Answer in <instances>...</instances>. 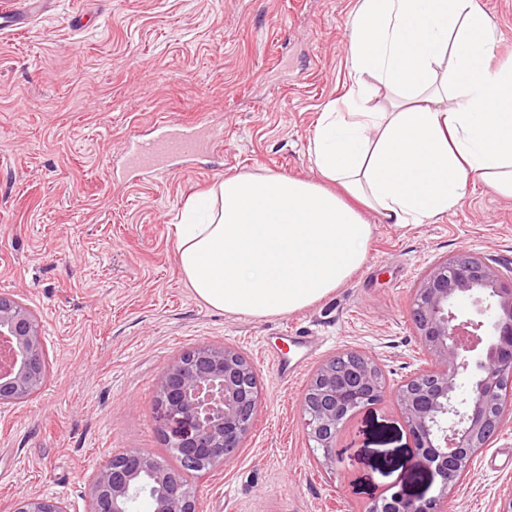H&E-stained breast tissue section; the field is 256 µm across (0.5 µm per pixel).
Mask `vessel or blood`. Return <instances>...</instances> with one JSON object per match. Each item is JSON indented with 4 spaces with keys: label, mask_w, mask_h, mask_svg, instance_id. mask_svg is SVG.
Returning a JSON list of instances; mask_svg holds the SVG:
<instances>
[{
    "label": "vessel or blood",
    "mask_w": 512,
    "mask_h": 512,
    "mask_svg": "<svg viewBox=\"0 0 512 512\" xmlns=\"http://www.w3.org/2000/svg\"><path fill=\"white\" fill-rule=\"evenodd\" d=\"M42 0H22L23 10H0V29H22L29 13L37 11ZM224 141L223 128L206 120L183 123L156 120L148 138H132L125 176L131 182L155 180L184 169L213 152Z\"/></svg>",
    "instance_id": "1"
}]
</instances>
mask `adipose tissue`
Instances as JSON below:
<instances>
[{"label": "adipose tissue", "mask_w": 512, "mask_h": 512, "mask_svg": "<svg viewBox=\"0 0 512 512\" xmlns=\"http://www.w3.org/2000/svg\"><path fill=\"white\" fill-rule=\"evenodd\" d=\"M492 44L475 0H362L347 109L325 106L312 140L317 180L238 174L188 200L175 227L187 288L227 314H290L363 265L365 212L423 224L474 180L512 196V65H491ZM367 73L394 93L382 111L357 104Z\"/></svg>", "instance_id": "ef3b65f1"}]
</instances>
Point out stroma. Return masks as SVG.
Segmentation results:
<instances>
[{
  "label": "stroma",
  "instance_id": "35a3bbf8",
  "mask_svg": "<svg viewBox=\"0 0 512 512\" xmlns=\"http://www.w3.org/2000/svg\"><path fill=\"white\" fill-rule=\"evenodd\" d=\"M22 32L0 31V294L41 322L48 377L0 408V512L21 493L88 512V486L115 451H168L156 388L185 351L228 346L254 366L258 411L235 456L186 473L202 512H365L395 485L435 495L394 394L427 363L410 300L436 261L468 251L512 270V197L469 184L425 224L370 216L363 266L324 299L267 318L198 300L175 255L187 198L239 173L315 179L320 112L351 82L357 0H48ZM495 25L492 61L512 59V0H477ZM224 128L211 165L129 184L110 176L127 141L160 116ZM316 351L291 380L275 360ZM354 350L382 368L383 402L361 408L322 467L304 395L318 367ZM448 512L512 502V418L468 464Z\"/></svg>",
  "mask_w": 512,
  "mask_h": 512
}]
</instances>
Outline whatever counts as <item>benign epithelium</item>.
Masks as SVG:
<instances>
[{
  "label": "benign epithelium",
  "mask_w": 512,
  "mask_h": 512,
  "mask_svg": "<svg viewBox=\"0 0 512 512\" xmlns=\"http://www.w3.org/2000/svg\"><path fill=\"white\" fill-rule=\"evenodd\" d=\"M469 300L476 315L456 305ZM416 335L430 363L395 393L415 442L414 469L439 480V493L414 495L401 487L366 512H448L447 497L467 464L486 447L512 411V273L485 258L459 253L434 263L411 299ZM48 371L35 314L0 295V405L43 389ZM380 366L364 354L342 351L313 375L303 401L309 440L323 464L344 462V424L360 408L384 399ZM255 368L227 347L183 353L165 371L156 394L165 440L185 465L228 461L256 415ZM89 512H134L148 497L153 512H201L195 490L153 452L127 448L112 455L89 484ZM12 512H66L63 502L23 494Z\"/></svg>",
  "instance_id": "obj_1"
}]
</instances>
